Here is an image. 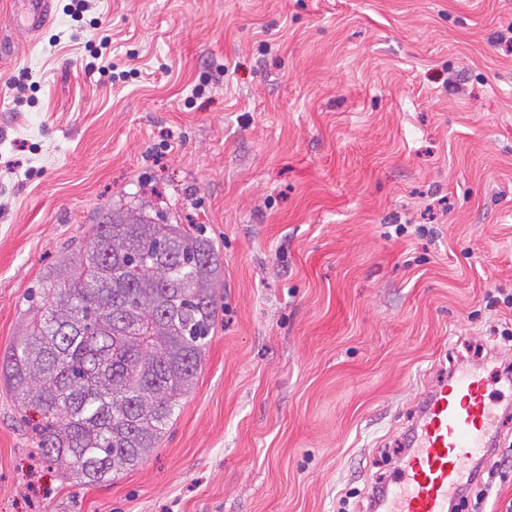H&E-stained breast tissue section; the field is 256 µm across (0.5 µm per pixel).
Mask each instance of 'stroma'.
<instances>
[{
    "label": "stroma",
    "instance_id": "stroma-1",
    "mask_svg": "<svg viewBox=\"0 0 512 512\" xmlns=\"http://www.w3.org/2000/svg\"><path fill=\"white\" fill-rule=\"evenodd\" d=\"M69 2L27 38L0 0V355L142 186L206 226L224 286L195 388L114 480L49 467L0 383V512H374L450 371L512 407V0Z\"/></svg>",
    "mask_w": 512,
    "mask_h": 512
}]
</instances>
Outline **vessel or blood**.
I'll return each mask as SVG.
<instances>
[{"mask_svg": "<svg viewBox=\"0 0 512 512\" xmlns=\"http://www.w3.org/2000/svg\"><path fill=\"white\" fill-rule=\"evenodd\" d=\"M52 0H14L17 27L35 32L50 16ZM497 417L485 382L474 369L450 373L424 394L406 431L408 449L392 482L375 486L379 512H448L482 472L473 465L493 446Z\"/></svg>", "mask_w": 512, "mask_h": 512, "instance_id": "1", "label": "vessel or blood"}]
</instances>
